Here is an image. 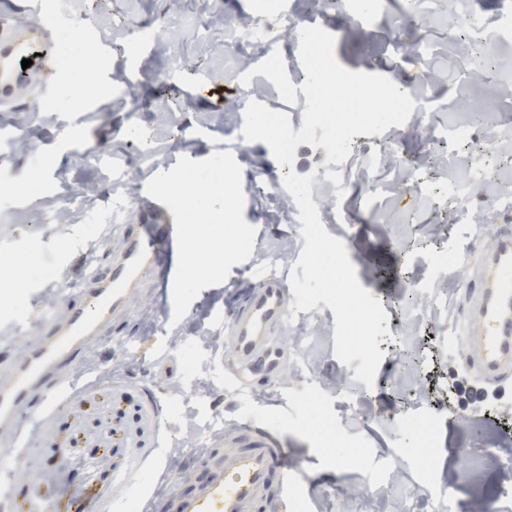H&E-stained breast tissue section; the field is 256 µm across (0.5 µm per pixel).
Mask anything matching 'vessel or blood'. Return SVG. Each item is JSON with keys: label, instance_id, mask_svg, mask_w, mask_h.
I'll return each instance as SVG.
<instances>
[{"label": "vessel or blood", "instance_id": "vessel-or-blood-1", "mask_svg": "<svg viewBox=\"0 0 512 512\" xmlns=\"http://www.w3.org/2000/svg\"><path fill=\"white\" fill-rule=\"evenodd\" d=\"M48 27L0 23V106L34 102L49 95L44 71L55 58ZM30 67H22V60ZM462 250L477 267L474 283L461 288V322L456 340L462 350L461 372L478 393L512 388V226L498 230L490 243H464ZM177 265L175 220L169 209L151 202L139 223L129 226L121 248L112 253V274L92 270L80 284L63 281L55 311L39 317L38 340L0 373V456L20 462L15 444L24 414L40 399L58 400L70 386L68 368L87 346L107 333L115 319L138 298L146 279L162 277L171 285ZM83 300L73 305L71 295ZM288 318V285L267 274L229 313L218 314L228 349L227 370L239 387L252 386L257 371L275 376L285 352L274 337ZM287 451L278 432L243 422L224 436V455L213 459L209 475L194 493L179 497L176 512H263L287 501L297 477L285 464ZM123 486L105 484L76 512H114L125 495Z\"/></svg>", "mask_w": 512, "mask_h": 512}]
</instances>
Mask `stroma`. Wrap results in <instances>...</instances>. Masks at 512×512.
Wrapping results in <instances>:
<instances>
[{"label": "stroma", "instance_id": "stroma-1", "mask_svg": "<svg viewBox=\"0 0 512 512\" xmlns=\"http://www.w3.org/2000/svg\"><path fill=\"white\" fill-rule=\"evenodd\" d=\"M310 10L309 0H157L159 20L174 23L184 72L172 84H161L157 72L166 60L156 50H144L151 30L131 33L142 0H76L66 13L60 0H42L33 12L29 0H8L0 8L6 19L25 22L33 15L54 20L59 44L90 40L102 54L100 73L107 89L84 88L83 77L71 73L80 86L78 107L53 108L52 97L38 106L18 102L0 112V174L8 178L10 202L0 205V268L20 269L22 283L0 281V370L25 350L30 326L20 324L30 311L51 312L62 276L79 277L87 263L111 271V252L127 225L138 223L137 206L113 211L103 188L112 177L130 175L138 185L159 171L170 170L180 156L194 160L213 152L232 151L242 168L245 195L243 217L256 236L249 265L236 264L221 284L203 289L187 315L172 323V303L161 300L154 281H146L138 301L85 353L75 371L62 420L50 410L26 422L37 439L25 452L23 468L0 470L12 479L7 512L36 505L37 512H64L66 501L89 495L121 468L131 491L121 512H141L145 499L158 498L160 512H175L177 497L193 493L208 477L200 462L204 449L217 447L225 430L251 420L260 426L280 425L290 462L299 471L288 512H494L502 489L512 483V443H503L482 409L454 419L448 408V386L459 382V346L452 338L460 320L456 296L461 281H475L467 263L439 267L431 255L440 249L459 250L470 238L490 240L497 227L479 221L459 222L454 200L426 205L402 187L394 171H383L386 197L374 198L358 221L337 223V214L352 209L365 193L354 183L336 198L320 221L341 239L361 286L380 300L388 316L387 335L379 339L384 357L373 387L355 380L354 366L342 364L335 352V315L325 304L287 324L281 337L288 347L285 370L268 384L241 388L226 377L227 349L219 337L216 314L232 306L237 285L255 283L256 272L289 277L305 245L294 224L272 223V201L254 183L260 171L281 169L264 142L238 148L244 115L229 110L240 78L239 53L224 45V29L212 27L209 41L197 38L208 19L273 17L289 8ZM325 30H340L335 57L346 69L398 75L407 83L421 81L425 72L456 75L468 60L448 41V15L437 5L433 25V55L426 65L394 48L397 23L378 11L365 24L355 18L314 17ZM126 74L140 95L150 99L144 112L131 111L114 73ZM486 85L449 87L440 81L432 97L417 100L418 124L406 126L403 155L416 166L426 158L424 127L436 123L452 128L465 122L456 111L459 97L481 104ZM26 113L24 131L39 139L41 151L31 156L12 152L8 144L19 113ZM149 126L156 132L151 152H138L132 132ZM43 171L38 191H30L32 169ZM107 212L104 223L85 231V212ZM63 216L47 234L35 232L36 215ZM444 290L445 307L401 302L408 280ZM200 331L185 336L182 348L173 339L190 324ZM132 409L156 405L155 414L118 416L113 398ZM433 417L430 446L439 463L416 467L418 439L404 429L408 417ZM330 418L332 436L319 431L317 416ZM124 439L112 445L113 434ZM178 460L184 474L174 486L148 482L149 472H161Z\"/></svg>", "mask_w": 512, "mask_h": 512}]
</instances>
